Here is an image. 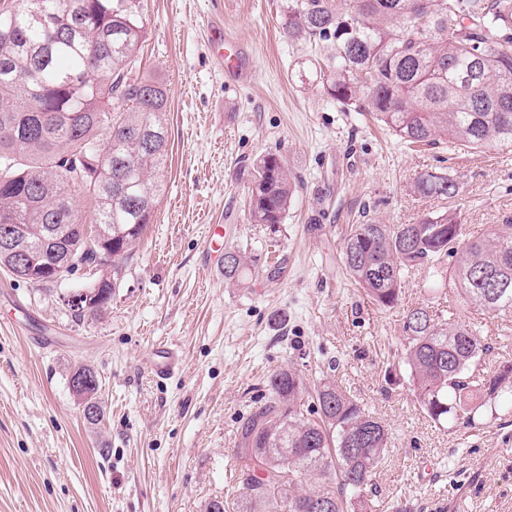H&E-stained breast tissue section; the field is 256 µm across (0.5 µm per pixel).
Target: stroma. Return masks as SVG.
<instances>
[{"label":"stroma","mask_w":512,"mask_h":512,"mask_svg":"<svg viewBox=\"0 0 512 512\" xmlns=\"http://www.w3.org/2000/svg\"><path fill=\"white\" fill-rule=\"evenodd\" d=\"M291 0H143L140 74L167 95L169 159L153 217L118 263L111 302L77 312L80 268L32 284L0 270V512H239L235 452L264 402L272 370L347 387L392 430L371 512H512V407L475 426L432 422L408 383L388 385L407 310L426 305L476 327L490 374L512 361V317L493 319L454 293L433 294L424 269L382 310L347 278L342 238L353 224H415L440 201L414 180L452 172L465 236L512 218V148H410L365 113L327 95L316 51L282 29ZM241 40L244 74L225 78L208 20ZM281 156L296 189L277 229L253 224L255 160ZM253 256L258 276L224 285L205 246L210 225ZM179 353L172 376L149 357ZM77 365L101 382L103 417L87 422L68 385Z\"/></svg>","instance_id":"35a3bbf8"}]
</instances>
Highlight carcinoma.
Returning a JSON list of instances; mask_svg holds the SVG:
<instances>
[{
    "label": "carcinoma",
    "mask_w": 512,
    "mask_h": 512,
    "mask_svg": "<svg viewBox=\"0 0 512 512\" xmlns=\"http://www.w3.org/2000/svg\"><path fill=\"white\" fill-rule=\"evenodd\" d=\"M284 30L315 45L334 100L371 112L407 144L512 147V0H293ZM141 0H10L0 9V228L47 253L87 252L72 224L110 225L112 259L129 254L161 191L169 158L162 85L134 76L145 40ZM415 192L450 199L452 174L420 176ZM84 195L86 218L71 194ZM294 193L284 160H256L254 224L283 223ZM452 209L418 224H353L342 247L349 277L377 307L402 296L405 272L427 270L440 292L492 316L512 313V224L463 239ZM224 253V284L252 275L246 253ZM456 258L453 269L444 258ZM401 363L434 422L472 424L512 393V362L491 377L485 339L421 306L406 312ZM244 424L238 475L243 512H368V491L391 433L350 391L326 379L308 389L288 366Z\"/></svg>",
    "instance_id": "1"
}]
</instances>
